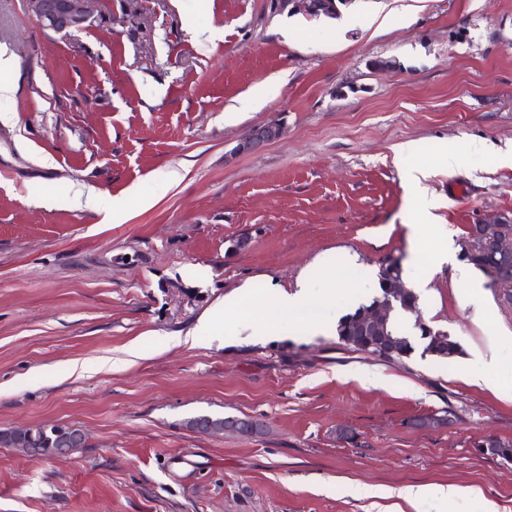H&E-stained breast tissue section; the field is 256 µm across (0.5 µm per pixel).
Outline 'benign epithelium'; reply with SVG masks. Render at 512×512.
Here are the masks:
<instances>
[{
  "label": "benign epithelium",
  "instance_id": "benign-epithelium-1",
  "mask_svg": "<svg viewBox=\"0 0 512 512\" xmlns=\"http://www.w3.org/2000/svg\"><path fill=\"white\" fill-rule=\"evenodd\" d=\"M31 17L42 27L54 31H81L90 22L89 0H26ZM317 0H270L271 10L309 12L315 9ZM283 135V127L275 122L257 130L251 137L238 144L229 156L259 149L265 143L277 140ZM464 259H480L486 269L494 275L496 285L501 288L503 303L512 304V216L497 215L482 224L475 225L462 241ZM391 300L386 298L362 310L356 318L358 331L371 336L381 348L393 351L398 339L389 334ZM224 430L249 435L254 424L249 420L235 417L224 419ZM482 452L497 457L505 463H512V455L501 451V441L494 435H487L480 443Z\"/></svg>",
  "mask_w": 512,
  "mask_h": 512
}]
</instances>
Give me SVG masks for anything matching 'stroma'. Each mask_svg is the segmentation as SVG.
I'll return each instance as SVG.
<instances>
[{"mask_svg":"<svg viewBox=\"0 0 512 512\" xmlns=\"http://www.w3.org/2000/svg\"><path fill=\"white\" fill-rule=\"evenodd\" d=\"M90 9L67 34L0 0L17 85L0 98V429L86 434L61 458L0 447V512H512V463L477 450L512 442V308L490 277L482 317L451 266L417 292L460 344L452 362H387L334 331L383 260L412 284L434 249L512 216V0H353L336 19L268 0ZM247 96L257 108L227 120ZM270 122L283 137L233 155ZM89 194L126 218L78 206ZM427 199L439 228L420 246ZM316 263L328 329L306 336L268 295ZM244 284L266 335L167 344ZM204 414L264 431L187 428ZM419 485L434 495L399 497Z\"/></svg>","mask_w":512,"mask_h":512,"instance_id":"obj_1","label":"stroma"}]
</instances>
